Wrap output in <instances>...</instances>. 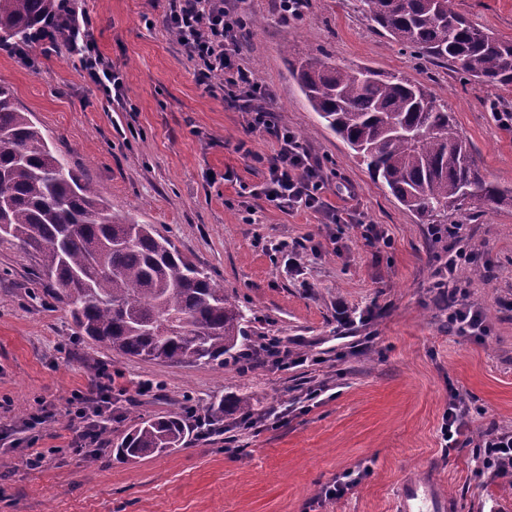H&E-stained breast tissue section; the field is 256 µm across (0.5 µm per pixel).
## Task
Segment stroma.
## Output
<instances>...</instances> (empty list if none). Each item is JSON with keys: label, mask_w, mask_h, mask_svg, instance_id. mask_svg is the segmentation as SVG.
<instances>
[{"label": "stroma", "mask_w": 512, "mask_h": 512, "mask_svg": "<svg viewBox=\"0 0 512 512\" xmlns=\"http://www.w3.org/2000/svg\"><path fill=\"white\" fill-rule=\"evenodd\" d=\"M476 25L512 41V0H454ZM99 52L120 72L121 99L84 78L65 46L28 59L0 49V83L50 147L100 192L113 213L154 225L240 305L251 309L249 349L288 346V366L261 354L238 364L180 366L128 358L82 336L61 298L31 274L33 257L0 239V512H398L403 488L432 484L446 512H512V478L477 466L488 425L512 427V203L456 216L489 277L458 274L489 332L448 325L438 271L449 241L405 209L308 106L293 75L316 56L340 66L400 72L447 103L487 180L512 189V113L505 93L462 80L452 66L411 58L356 0H308L284 20L273 0H244L243 56L269 88L274 120L299 133L328 176L323 199L340 223L282 211L260 193L278 144L251 132L221 81L170 34L167 0H77ZM378 225L388 243L364 238ZM305 239L300 273L276 241ZM357 313L346 324L340 308ZM116 373L111 439L94 461L70 448L80 427L69 399L99 369ZM231 395L252 416L225 414L212 435L190 429L183 448L124 461L112 451L138 418L204 416ZM469 408V444L444 448L452 396ZM36 421L39 470L25 468L15 431ZM350 474L341 497L325 491Z\"/></svg>", "instance_id": "stroma-1"}]
</instances>
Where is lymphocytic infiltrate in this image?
<instances>
[{
	"label": "lymphocytic infiltrate",
	"mask_w": 512,
	"mask_h": 512,
	"mask_svg": "<svg viewBox=\"0 0 512 512\" xmlns=\"http://www.w3.org/2000/svg\"><path fill=\"white\" fill-rule=\"evenodd\" d=\"M57 2L56 25L41 37L46 51H54L58 43H65L69 52L78 56L90 82L122 94L123 79L96 49L87 16L78 12L74 0ZM168 22L177 32L179 43L198 61L200 81L207 84L215 77H223L227 96L242 102L249 127L275 138L278 150L270 162L264 187L267 201L283 211L301 208L321 211L327 223H336V215L324 211L322 191L327 178L321 163L291 128L274 121L268 106L269 90L253 78L243 61L240 35L246 20L242 13L228 7L226 0H169ZM451 293L454 301L449 307V321L461 334H485V314L469 302L466 289L455 284ZM114 384L111 373L102 372L87 389L74 392L75 414L82 422L73 439L74 447L96 446L101 427L112 420ZM479 446L480 470L498 476L512 475L511 430L488 429L482 434Z\"/></svg>",
	"instance_id": "f902f5d3"
}]
</instances>
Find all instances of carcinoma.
<instances>
[{
    "label": "carcinoma",
    "mask_w": 512,
    "mask_h": 512,
    "mask_svg": "<svg viewBox=\"0 0 512 512\" xmlns=\"http://www.w3.org/2000/svg\"><path fill=\"white\" fill-rule=\"evenodd\" d=\"M379 32L467 80L512 89V42L456 11L453 0H358ZM54 0H0V47L26 42ZM296 79L311 109L407 210L434 224L512 203L484 178L448 104L398 74L315 57ZM0 238L37 258L34 276L62 290L81 334L124 356L223 365L243 356L245 310L150 224L112 213L94 186L51 149L12 90L0 84ZM188 430L180 415L142 418L118 458L168 453Z\"/></svg>",
    "instance_id": "1"
}]
</instances>
